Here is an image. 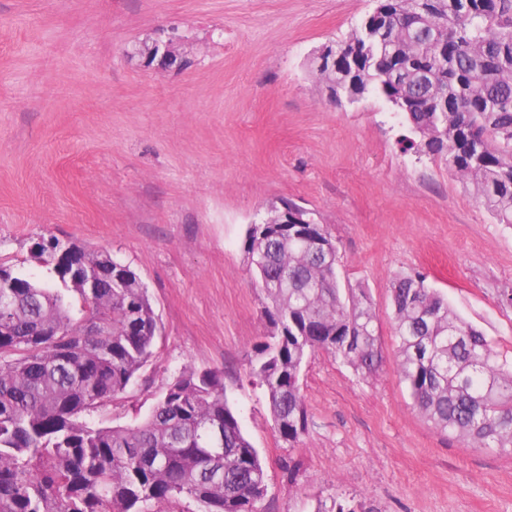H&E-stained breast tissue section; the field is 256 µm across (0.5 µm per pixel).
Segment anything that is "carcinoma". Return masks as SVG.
<instances>
[{
	"mask_svg": "<svg viewBox=\"0 0 512 512\" xmlns=\"http://www.w3.org/2000/svg\"><path fill=\"white\" fill-rule=\"evenodd\" d=\"M336 73L312 67L335 101L378 96L499 224L512 226V0H376L335 41ZM245 241L270 305L271 331L252 374L280 436L308 426L300 377L318 351L365 378L382 363L364 288L340 287L338 248L315 214ZM40 247L57 271L97 281L81 303L20 272L0 288V512H151L175 497L198 512H259L266 472L229 401L223 372L186 371L133 426H92L83 414L124 392L153 355L158 320L148 289L106 251ZM398 369L413 408L440 432L512 455V365L416 272L392 281ZM219 426L223 454L206 429Z\"/></svg>",
	"mask_w": 512,
	"mask_h": 512,
	"instance_id": "1",
	"label": "carcinoma"
}]
</instances>
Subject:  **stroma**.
<instances>
[{"label": "stroma", "mask_w": 512, "mask_h": 512, "mask_svg": "<svg viewBox=\"0 0 512 512\" xmlns=\"http://www.w3.org/2000/svg\"><path fill=\"white\" fill-rule=\"evenodd\" d=\"M373 0H0V262L38 281L40 239L105 250L148 289L160 330L89 423L136 424L186 369H218L264 462L266 512H512V456L420 417L397 367L392 280L421 272L512 361V227L406 145L383 100L332 102L309 60ZM175 31L183 67L133 48ZM315 211L342 286L364 287L383 362L312 357L308 427L288 444L252 374L269 327L245 254L271 205Z\"/></svg>", "instance_id": "stroma-1"}]
</instances>
